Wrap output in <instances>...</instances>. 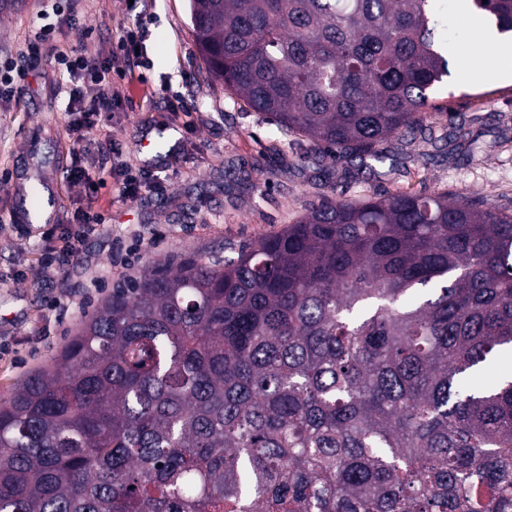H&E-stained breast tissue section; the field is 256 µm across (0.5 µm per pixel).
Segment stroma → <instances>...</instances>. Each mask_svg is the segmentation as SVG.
<instances>
[{
	"mask_svg": "<svg viewBox=\"0 0 512 512\" xmlns=\"http://www.w3.org/2000/svg\"><path fill=\"white\" fill-rule=\"evenodd\" d=\"M189 0H148L146 64L114 54L134 19L126 0H85L82 21L93 28L92 52L113 69L139 71L143 84L119 100L104 122L122 146L118 158L141 166V156L179 132L174 147L153 157L166 188L141 189L122 200L113 179L95 197L70 183L73 143L66 133L68 99L58 87V64L42 60L19 93L0 97V404L29 375L51 366L117 285L150 263L224 257L243 243L295 223L323 199L358 200L376 193L445 192L512 209V68L473 46V68L452 66L436 94L430 123L449 114L481 115L472 142L442 154L417 142L392 159L344 177L342 164H324L306 137L279 133L266 115L250 109L207 71L191 33ZM38 0H0V57L20 58L37 22ZM503 115L504 124L484 122ZM43 183L44 218L28 215L30 186ZM101 213L107 232L85 239L77 257L44 273L41 260L79 210ZM142 257L125 267V250Z\"/></svg>",
	"mask_w": 512,
	"mask_h": 512,
	"instance_id": "obj_1",
	"label": "stroma"
}]
</instances>
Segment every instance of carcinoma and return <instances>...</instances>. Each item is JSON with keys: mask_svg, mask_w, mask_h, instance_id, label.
Listing matches in <instances>:
<instances>
[{"mask_svg": "<svg viewBox=\"0 0 512 512\" xmlns=\"http://www.w3.org/2000/svg\"><path fill=\"white\" fill-rule=\"evenodd\" d=\"M437 0H190L209 72L348 158L460 148ZM499 33L512 0H473ZM512 212L325 200L147 268L0 405V512H512Z\"/></svg>", "mask_w": 512, "mask_h": 512, "instance_id": "cac0c4a2", "label": "carcinoma"}]
</instances>
